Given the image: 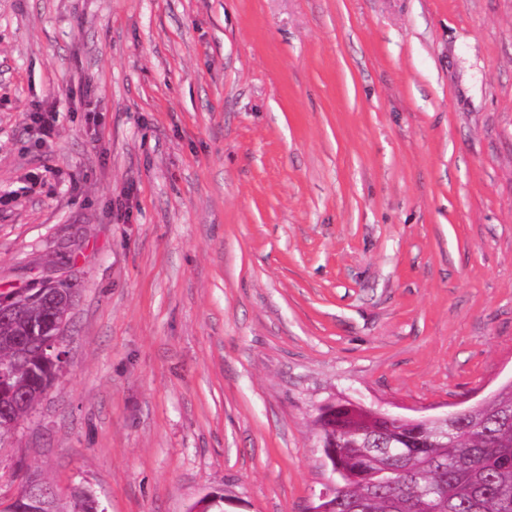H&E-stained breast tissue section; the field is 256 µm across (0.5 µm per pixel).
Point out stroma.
<instances>
[{"label":"stroma","mask_w":512,"mask_h":512,"mask_svg":"<svg viewBox=\"0 0 512 512\" xmlns=\"http://www.w3.org/2000/svg\"><path fill=\"white\" fill-rule=\"evenodd\" d=\"M0 195V295L76 290L0 494L309 512L322 403L512 381V0H0ZM35 475L38 477V479L41 481L43 485L51 486L50 482L46 478L36 473ZM12 478L17 484V490L7 499H4L2 498V496H0V510L2 512L10 511L14 504L16 510L14 512H31L33 510L39 509L35 505V502L29 501L26 498H21L16 502L17 498L21 494L30 496L33 499H46L47 501H52L53 499L58 497L55 488L43 487L38 481V479L31 472L26 471L21 467H17V464H15L13 467Z\"/></svg>","instance_id":"35a3bbf8"}]
</instances>
